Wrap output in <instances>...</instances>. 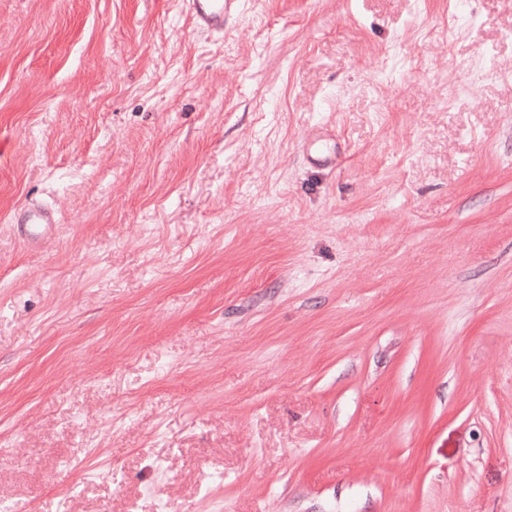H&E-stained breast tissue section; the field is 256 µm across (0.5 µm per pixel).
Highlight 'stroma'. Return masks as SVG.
Listing matches in <instances>:
<instances>
[{"instance_id":"obj_1","label":"stroma","mask_w":512,"mask_h":512,"mask_svg":"<svg viewBox=\"0 0 512 512\" xmlns=\"http://www.w3.org/2000/svg\"><path fill=\"white\" fill-rule=\"evenodd\" d=\"M238 5L0 0V512H512V0ZM195 30L223 33L224 20L238 9V0H185ZM54 223L53 213L49 209H28L24 212L21 224H27V230L34 236L43 233Z\"/></svg>"}]
</instances>
